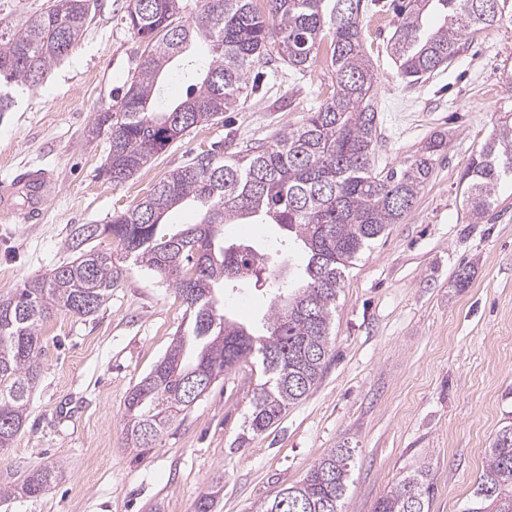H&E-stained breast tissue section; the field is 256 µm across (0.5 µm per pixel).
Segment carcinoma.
<instances>
[{"label":"carcinoma","mask_w":512,"mask_h":512,"mask_svg":"<svg viewBox=\"0 0 512 512\" xmlns=\"http://www.w3.org/2000/svg\"><path fill=\"white\" fill-rule=\"evenodd\" d=\"M125 20L143 49L137 73L111 114L98 112L92 130H106L105 164L118 184L147 167L193 127L234 112L253 93L251 73L281 60L301 73L330 37L334 82L326 99L304 121L226 156L202 151L160 180L140 203L115 212L97 231L71 227L70 261L35 276L0 298V450L10 447L27 420L31 392L41 378L43 323L60 310L81 317L112 297L130 261L166 279L186 304L188 319L170 349L130 391L123 413L130 448L157 442L180 414L242 362L258 367L247 427L258 435L308 395L332 352L336 298L358 254L409 212L429 179L433 157L448 144L437 133L404 165L380 168L381 136L375 95L378 75L367 55L361 15L365 0H201L190 21L183 0H132ZM507 0H399L398 24L387 50L401 77L426 80L447 67L460 43L499 23ZM91 0H54L21 25L0 29V87L34 89L55 63L80 42L90 22ZM198 75L179 102L161 110V77L175 62ZM512 181V116H503L463 176L469 223L480 224ZM200 219L157 238L164 216L185 204ZM226 224H277L309 254L303 284L290 292L277 279L260 278L263 254L247 245L224 244ZM101 238L113 253L90 248ZM265 283L272 293L261 326L224 313L217 290ZM353 464L352 450L333 448L299 484L279 491L257 512H342ZM59 469L44 467L23 479L0 483V504L36 499L56 481ZM223 486L201 495L196 512H214ZM433 485L430 464L406 471L374 512H428ZM464 512H512V423L488 448Z\"/></svg>","instance_id":"cac0c4a2"}]
</instances>
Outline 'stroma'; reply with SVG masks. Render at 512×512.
<instances>
[{"instance_id":"35a3bbf8","label":"stroma","mask_w":512,"mask_h":512,"mask_svg":"<svg viewBox=\"0 0 512 512\" xmlns=\"http://www.w3.org/2000/svg\"><path fill=\"white\" fill-rule=\"evenodd\" d=\"M128 0H94V18L47 82L12 91L0 112V184L44 171L54 182L39 222L0 214V297L66 261L69 229L103 224L138 204L155 183L195 153L265 143L299 125L332 72L317 59L298 75L273 62L243 108L197 127L120 185L103 171L108 141L92 135L96 113L119 102L137 70L140 41L125 22ZM376 0L362 17L379 77L378 166L397 167L430 136L448 134L430 179L401 223L367 248L344 279L332 330L333 357L318 384L279 422L245 436L255 379L250 364L226 374L151 448L127 447V395L169 349L185 306L159 276L136 265L95 315L56 312L42 326V377L24 428L0 451V475L40 465L63 475L44 495L10 512H194L212 483L217 512H255L295 485L331 448H353L343 512L376 502L421 461L432 468L429 512H463L486 450L512 422V189L489 221L467 223L461 173L512 109V11L467 37L449 67L410 85L385 47L396 22ZM224 239L267 253L289 287L302 282L307 253L274 224H228ZM466 270L469 282L455 276ZM224 312L251 324L270 297L263 289L225 291Z\"/></svg>"}]
</instances>
